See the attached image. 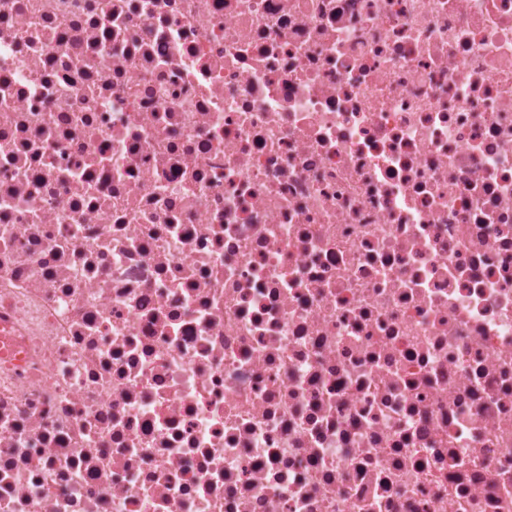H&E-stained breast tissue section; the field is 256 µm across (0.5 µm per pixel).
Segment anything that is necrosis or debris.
Instances as JSON below:
<instances>
[{"instance_id": "1", "label": "necrosis or debris", "mask_w": 512, "mask_h": 512, "mask_svg": "<svg viewBox=\"0 0 512 512\" xmlns=\"http://www.w3.org/2000/svg\"><path fill=\"white\" fill-rule=\"evenodd\" d=\"M0 512H512V0H0Z\"/></svg>"}]
</instances>
